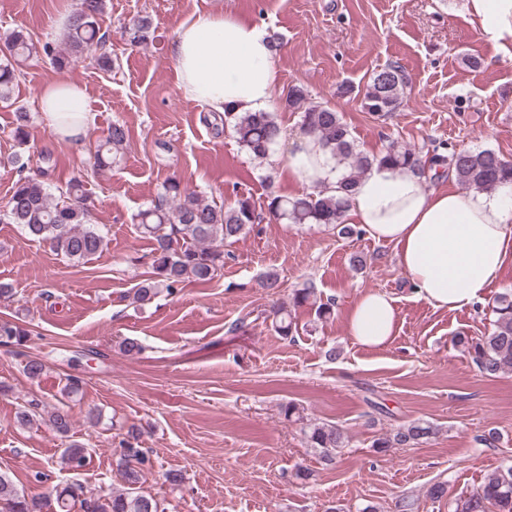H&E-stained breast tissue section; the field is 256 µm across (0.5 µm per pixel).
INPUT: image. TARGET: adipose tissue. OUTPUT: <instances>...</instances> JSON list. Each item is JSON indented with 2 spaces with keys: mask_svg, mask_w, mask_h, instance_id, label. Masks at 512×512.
<instances>
[{
  "mask_svg": "<svg viewBox=\"0 0 512 512\" xmlns=\"http://www.w3.org/2000/svg\"><path fill=\"white\" fill-rule=\"evenodd\" d=\"M477 31L495 54L512 59V0H467ZM183 95L210 111L264 112L276 85L264 28L234 15H198L178 30L171 49ZM38 106L53 134L80 145L93 120L83 87L60 78L43 87ZM285 166L310 189L335 193L338 172L318 140L289 135ZM345 221L369 237L393 243L398 264L417 299L456 310L481 301L512 256V188L461 192L426 190L411 171L373 168L349 199ZM393 298L367 292L348 321L352 339L380 347L395 334Z\"/></svg>",
  "mask_w": 512,
  "mask_h": 512,
  "instance_id": "1",
  "label": "adipose tissue"
}]
</instances>
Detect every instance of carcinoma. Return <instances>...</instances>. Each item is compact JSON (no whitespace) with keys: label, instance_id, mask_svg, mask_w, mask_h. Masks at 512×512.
<instances>
[{"label":"carcinoma","instance_id":"1","mask_svg":"<svg viewBox=\"0 0 512 512\" xmlns=\"http://www.w3.org/2000/svg\"><path fill=\"white\" fill-rule=\"evenodd\" d=\"M105 11V0H80L79 7L69 20L64 39L65 51L57 52L46 44L45 54L64 68L74 58L103 43L99 36V19ZM152 21L138 18L132 28L124 30L133 43H144L150 37ZM3 44L14 59H27L34 44L21 30H13L3 38ZM16 80L12 63L0 64V99H7ZM408 79L402 66L391 63L375 71L364 92L360 94L362 108L377 120L386 119L403 103ZM286 106L300 114L301 130L316 136L328 151L341 173L338 194L323 190L300 196L279 194L267 196L266 209L270 217L290 224H317L338 231L341 235L361 234L344 224L351 191L357 182L375 165L395 170H411L421 175L429 171L453 173L456 181L467 189L493 192L512 186V160L493 149L473 152L454 146L423 151L415 145L389 144L379 154H368L357 148L350 127L341 113L327 105L310 101L301 86L288 89ZM224 124L231 126L234 137L254 159L264 160L281 141L282 127L273 112L224 113ZM127 131L114 124L95 148L90 158L95 174L112 168L125 148ZM21 171L12 187L6 219L22 225L33 240L48 245L56 254L72 264H84L102 252L107 242L91 223L92 205L79 178L71 180L66 188L54 195L42 177L24 175L27 162L15 158ZM260 219L251 198L239 195L230 205L207 202L187 192L175 179L167 180L163 192L148 208L137 214L138 227L153 245V275L135 289L131 302L139 306L151 303L161 292L169 294L190 282L207 283L224 269V244L236 241ZM315 288L306 285L294 290L292 304L300 306L312 301L316 314L330 313V303L318 302ZM492 312L494 330L476 341L460 340L467 346V354L479 372L487 377L512 374V291L500 294ZM274 330L282 335L292 334L291 312L284 306L275 312ZM29 330L25 324L8 318L0 319V345L21 346L27 341ZM45 420L61 436L70 432L71 420L67 413L53 409L44 412ZM437 433V427L428 421L400 426L377 439L373 447L380 453L424 442ZM308 446L326 463L336 458V452L345 447L347 436L336 425L321 423L306 432ZM61 464L69 470L85 466L87 448L71 443L63 449ZM146 459L142 451L132 446L117 464L125 489L101 495L95 499L83 497L82 488L67 484L56 496L60 512H72L76 507L83 512H162L159 501L139 493L140 465ZM0 502L8 512H39L37 502L21 496L13 484L0 475ZM451 512H512V465L501 466L487 473L481 485L472 493L460 496L451 503Z\"/></svg>","mask_w":512,"mask_h":512}]
</instances>
